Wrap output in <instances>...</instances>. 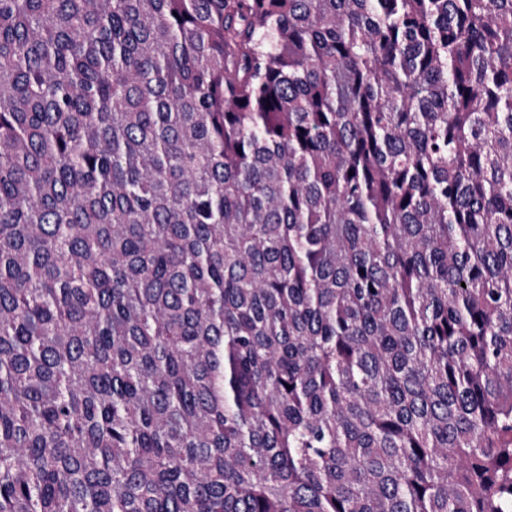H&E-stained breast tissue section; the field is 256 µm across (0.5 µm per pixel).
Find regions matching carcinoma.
Masks as SVG:
<instances>
[{
  "label": "carcinoma",
  "mask_w": 512,
  "mask_h": 512,
  "mask_svg": "<svg viewBox=\"0 0 512 512\" xmlns=\"http://www.w3.org/2000/svg\"><path fill=\"white\" fill-rule=\"evenodd\" d=\"M0 512H512V0H0Z\"/></svg>",
  "instance_id": "obj_1"
}]
</instances>
